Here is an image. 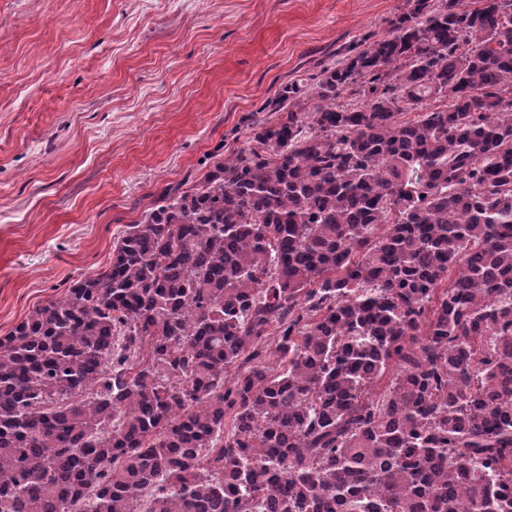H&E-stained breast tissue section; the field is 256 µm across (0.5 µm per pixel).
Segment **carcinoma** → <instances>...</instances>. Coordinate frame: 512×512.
I'll use <instances>...</instances> for the list:
<instances>
[{"mask_svg":"<svg viewBox=\"0 0 512 512\" xmlns=\"http://www.w3.org/2000/svg\"><path fill=\"white\" fill-rule=\"evenodd\" d=\"M347 51L0 336V512H512V0Z\"/></svg>","mask_w":512,"mask_h":512,"instance_id":"obj_1","label":"carcinoma"}]
</instances>
